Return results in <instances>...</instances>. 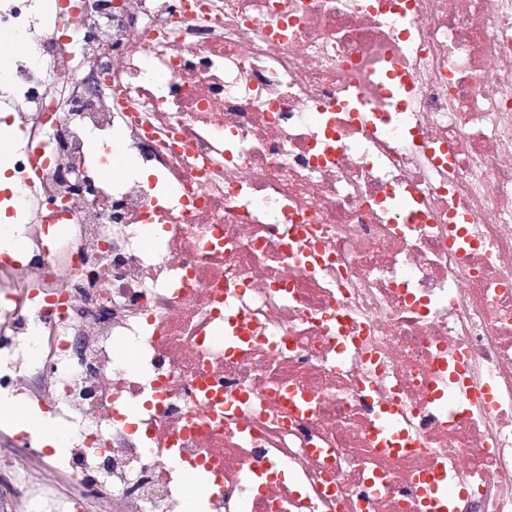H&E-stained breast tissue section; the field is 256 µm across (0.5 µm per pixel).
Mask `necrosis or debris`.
<instances>
[{
  "label": "necrosis or debris",
  "instance_id": "1",
  "mask_svg": "<svg viewBox=\"0 0 512 512\" xmlns=\"http://www.w3.org/2000/svg\"><path fill=\"white\" fill-rule=\"evenodd\" d=\"M0 31V391L70 424V503L186 512L197 472L204 512H512V0H0Z\"/></svg>",
  "mask_w": 512,
  "mask_h": 512
}]
</instances>
